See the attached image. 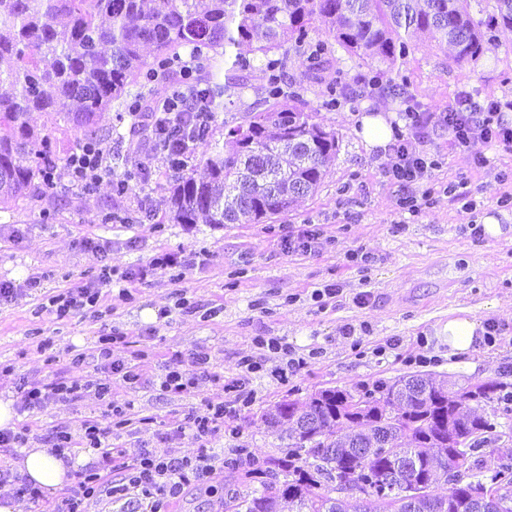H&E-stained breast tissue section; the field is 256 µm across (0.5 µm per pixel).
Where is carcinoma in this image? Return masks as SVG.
Returning a JSON list of instances; mask_svg holds the SVG:
<instances>
[{
    "mask_svg": "<svg viewBox=\"0 0 512 512\" xmlns=\"http://www.w3.org/2000/svg\"><path fill=\"white\" fill-rule=\"evenodd\" d=\"M494 11L477 20L469 0H0V204L34 201L67 163L69 145L40 135L32 112L59 114L83 143H99L100 122L122 101L141 112L144 96L127 100L131 85L150 88L183 69L182 83L164 99L173 108L181 84L219 108L235 105L251 61L242 55L224 80L183 68L181 51L197 60L248 46L265 57L266 86L241 121L224 125V144L200 160L182 153L186 141L207 139L211 125L190 122L155 130L166 149L168 220L263 224L316 192L339 138L313 122L284 80L288 49L308 54L317 72L332 46L321 30L369 67L364 81L377 86L400 73L421 34L451 46L457 63H475L500 27L512 28V0H493ZM155 47L152 62L141 56ZM342 77L325 87L330 108L346 97ZM512 412V391L496 382L454 390L426 374L352 390L325 389L300 405L283 402L265 414L271 427L293 425L279 456L249 454L231 465L244 470L250 488L224 493V512H347L336 485L354 481L372 498L375 512H512V456L495 454V424L485 406ZM464 455L467 477L491 486L484 505L452 485L446 461ZM448 493H437L440 484Z\"/></svg>",
    "mask_w": 512,
    "mask_h": 512,
    "instance_id": "cac0c4a2",
    "label": "carcinoma"
}]
</instances>
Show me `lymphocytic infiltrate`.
I'll return each mask as SVG.
<instances>
[{"label":"lymphocytic infiltrate","mask_w":512,"mask_h":512,"mask_svg":"<svg viewBox=\"0 0 512 512\" xmlns=\"http://www.w3.org/2000/svg\"><path fill=\"white\" fill-rule=\"evenodd\" d=\"M512 112V101L492 100L479 102L470 94H461L454 108L442 113H407L410 136H398L391 146L393 160L389 172L401 184L411 186L425 180L429 164L422 155L419 144L430 128L444 125L448 128L451 144L462 148L480 140L495 147H512V124L504 119L505 112ZM110 151L102 146L78 147L70 155L64 169L65 176L84 189L97 184L102 173L109 171ZM114 337L103 336L91 354H77L76 362L92 361L96 370L120 376L127 384L137 383L140 373L136 366L112 356ZM23 394L22 407L28 411L41 409L52 400L81 397L85 384L75 379L58 377L52 381H26L20 383ZM96 396L104 400L106 409L101 418L86 421L80 437H72L65 430L56 431L49 441L53 453L64 454L72 448L91 450L97 457L89 467L77 472L75 481L67 486L57 501L45 503L40 493L22 484L20 475L0 467V486L18 485L20 493L29 496L38 512H91L93 505L106 498L129 497L146 504L148 512H169V505L179 498L189 486L207 484L215 472L218 453L210 448L199 449L192 457H161L153 450L143 448L123 466L120 479L112 477V430L126 422V411L112 400V386L95 383ZM235 403L231 406L205 405L189 411L182 424L193 430L198 438L209 439L224 430L226 419L234 417L239 409L248 407L251 393L245 392L242 381H233Z\"/></svg>","instance_id":"lymphocytic-infiltrate-1"}]
</instances>
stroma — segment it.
Returning <instances> with one entry per match:
<instances>
[{"instance_id": "stroma-1", "label": "stroma", "mask_w": 512, "mask_h": 512, "mask_svg": "<svg viewBox=\"0 0 512 512\" xmlns=\"http://www.w3.org/2000/svg\"><path fill=\"white\" fill-rule=\"evenodd\" d=\"M263 62L254 53L235 110L218 112L211 138L197 144L196 154L223 143L225 123L257 100L265 83ZM306 70L305 57L289 53V81L299 87L315 122L336 132L339 149L319 190L274 223H169L167 161L155 152L146 124H133L118 103L101 122L108 132L101 143L119 158L95 193L61 178L35 204L21 200L0 207V281L22 288L12 300L0 301V365L12 368L0 373V400L20 402L21 380L49 381L61 372L108 381L113 401L130 407L129 425L112 438L116 461L142 448L164 457L192 456L202 446L192 431L170 440L164 432L192 408L232 401L226 386L240 377V359L262 358L265 373L246 385L252 404L233 421L232 431L209 442L225 456L212 479L214 493L188 488L174 512H224L225 491L246 487L242 470L227 464L235 449L262 458L284 448L264 419L282 401L414 373L459 387L490 380L512 387V207L498 203L502 192H512V148L491 149L479 140L453 148L447 128L436 127L421 145L436 165L423 183L406 188L388 175V152L368 148L360 134L361 117L371 114L388 116L393 129L406 132L405 112L448 111L463 90L481 102L512 99V30H499L474 64H455L449 52L421 39L401 67L403 91L382 88L333 111L322 106L326 85L341 71L366 74V65L339 48L316 76ZM481 157L486 165H478ZM141 167L149 174L147 185L116 195L115 176ZM409 194L420 199L418 213L399 206ZM487 214L499 218L506 236L473 234ZM304 226L319 230L320 247L307 254L285 251L289 231ZM86 237L107 245V252L85 247ZM165 252L179 254L184 266L143 283L123 280V273ZM107 263L112 283L103 287L96 307L56 320L50 297L96 279ZM327 288L335 296H324ZM460 309L494 322L498 334L493 343L452 357L441 330L449 313ZM115 332L129 340L114 345L115 357L144 353L136 360L142 372L136 385L73 361ZM257 336L278 338L289 354L258 349ZM44 339L51 340L49 349H40ZM200 349L210 357L211 377L199 378L185 397L162 391L160 378L173 359H189ZM291 359L298 362L296 370L280 379L279 370ZM103 410L89 391L22 412L17 423L29 426L30 445L40 446L60 428L80 436L82 422Z\"/></svg>"}]
</instances>
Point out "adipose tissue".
I'll list each match as a JSON object with an SVG mask.
<instances>
[{
    "label": "adipose tissue",
    "mask_w": 512,
    "mask_h": 512,
    "mask_svg": "<svg viewBox=\"0 0 512 512\" xmlns=\"http://www.w3.org/2000/svg\"><path fill=\"white\" fill-rule=\"evenodd\" d=\"M448 353L456 356L471 352L482 339L484 329L480 321L467 315L466 311L449 314L446 326ZM86 455L69 456L62 459L45 448L21 449L17 459L11 460L13 470L27 476L33 484L40 486L46 496H54L68 482L73 471L86 463Z\"/></svg>",
    "instance_id": "obj_1"
}]
</instances>
